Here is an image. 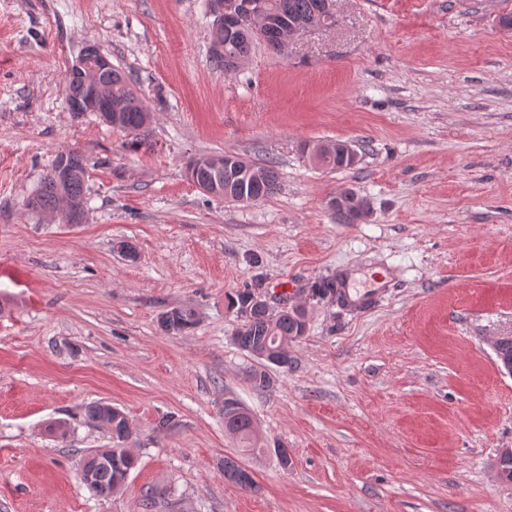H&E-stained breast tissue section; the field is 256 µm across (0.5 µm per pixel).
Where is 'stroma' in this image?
<instances>
[{
	"label": "stroma",
	"instance_id": "1",
	"mask_svg": "<svg viewBox=\"0 0 512 512\" xmlns=\"http://www.w3.org/2000/svg\"><path fill=\"white\" fill-rule=\"evenodd\" d=\"M334 4L335 27L227 72L207 0H0V512H512V376L492 345L512 332V0ZM89 44L153 112L154 150L68 111ZM336 140L354 168L303 152ZM69 150L88 164L80 224L26 206ZM224 152L275 160L279 193H203L187 161ZM341 187L366 204L356 223L336 220ZM328 279L338 295L313 298ZM257 282L309 320L264 391L228 306ZM174 307L196 325L163 331ZM228 397L260 455L225 432ZM97 400L127 415L137 458L105 499L80 476L111 445L82 420ZM228 457L256 489L225 481Z\"/></svg>",
	"mask_w": 512,
	"mask_h": 512
}]
</instances>
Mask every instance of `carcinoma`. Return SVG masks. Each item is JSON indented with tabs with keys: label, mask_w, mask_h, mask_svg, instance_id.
I'll return each instance as SVG.
<instances>
[{
	"label": "carcinoma",
	"mask_w": 512,
	"mask_h": 512,
	"mask_svg": "<svg viewBox=\"0 0 512 512\" xmlns=\"http://www.w3.org/2000/svg\"><path fill=\"white\" fill-rule=\"evenodd\" d=\"M263 14L272 18L264 38H258L250 26H235L231 23L221 28H212L211 42L224 45V53L212 54V59L220 68L226 67L230 59L247 60L259 42L275 52L279 51L284 30L298 21L321 20L329 25L335 24V17L325 16L327 0H260ZM96 82L107 97L122 105L118 120L111 126L131 136L128 145L137 149L148 144L152 112L143 104L127 75L115 67L104 68L96 74ZM351 146L344 141H336L321 158V166L331 169H350ZM255 175L243 180L231 179L226 172H217L206 155L191 160L187 173L194 184H208L214 187L213 196L225 198L231 187V193H246L256 200L274 196L280 190V174L272 160L256 162ZM70 178L62 188H57L51 171H46L39 186L27 201V207L34 211H55L58 207V191H63L72 200L82 202L87 193V167L83 154L71 150L67 156ZM338 194L344 198L345 206L336 212L342 224H353L361 217L362 202L356 194L343 188ZM254 292L246 288L230 301V308L236 310L241 324L234 334L235 344L250 356L257 364L246 372V379L257 390H265L273 384L269 374L272 365L286 368L291 364L289 349L300 341L307 328L302 317L291 308L270 315L262 309L246 312L247 298ZM161 327L169 333H182L196 324V314L190 308L176 307L160 317ZM233 408H224V428L236 437L241 447L249 452L263 449L260 437L250 414L235 399L230 400ZM85 422L103 427L112 438V448L100 453L85 456L82 471L92 474V483L88 490L100 498H108L122 489L128 473L135 467V458L125 448L132 436L129 419L123 411L110 404L90 402L84 406ZM497 476L500 481L512 484V450L503 449L499 456ZM224 480L243 489L254 490L256 481L250 471L237 461L224 459Z\"/></svg>",
	"instance_id": "cac0c4a2"
}]
</instances>
